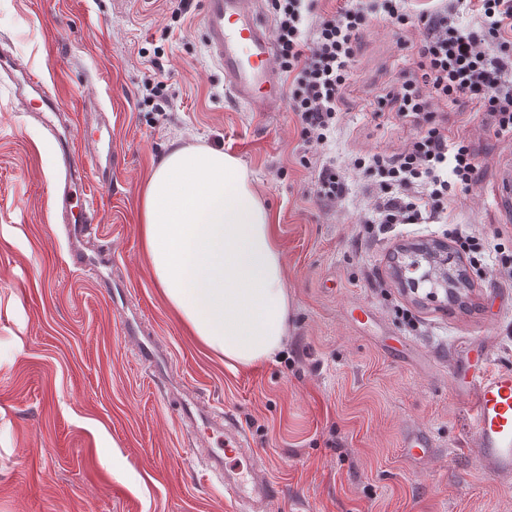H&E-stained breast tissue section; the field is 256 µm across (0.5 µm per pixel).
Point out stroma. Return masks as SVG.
Wrapping results in <instances>:
<instances>
[{
    "mask_svg": "<svg viewBox=\"0 0 512 512\" xmlns=\"http://www.w3.org/2000/svg\"><path fill=\"white\" fill-rule=\"evenodd\" d=\"M172 0H0V53L62 107L92 95L112 114V183L91 215L116 254L112 280L154 326L166 361L201 399L231 417L265 456L272 512H512V484L487 476L463 441L468 404L451 389L458 351L486 337L494 365L512 366V207L494 194L512 169V136L489 134L471 105H439L450 139L465 138L479 180L447 217L382 227L358 216L368 173L328 207L298 148L290 109L238 103L208 54L203 0L173 18ZM413 26L373 23L360 37L341 122L321 159L400 151L413 133L381 112L416 57ZM159 63L166 113L146 100ZM238 158L270 211L291 317L275 361L237 371L203 348L167 304L140 237L151 170L173 140ZM61 161L47 132L0 78V512H230L201 480L191 436L140 366L112 300L68 252L50 207ZM444 240L469 290L463 301L405 290V247ZM431 458L404 456L407 429Z\"/></svg>",
    "mask_w": 512,
    "mask_h": 512,
    "instance_id": "1",
    "label": "stroma"
}]
</instances>
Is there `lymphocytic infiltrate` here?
Segmentation results:
<instances>
[{
	"mask_svg": "<svg viewBox=\"0 0 512 512\" xmlns=\"http://www.w3.org/2000/svg\"><path fill=\"white\" fill-rule=\"evenodd\" d=\"M317 0H270L277 68L287 73L288 101L301 126L302 153L316 152L341 120L340 100L356 62L361 34L373 20L415 26L420 34L416 71L397 90L379 97L378 109L397 112L416 134L398 153L353 160L369 172L370 209L364 224H408L448 212L456 191L476 182L475 156L465 140L449 141L436 124L439 103L466 101L494 118V135L512 134V0H442L439 7L410 13L408 0H380L368 11L343 0L321 14ZM470 11L474 24L458 22ZM451 179H444L443 170Z\"/></svg>",
	"mask_w": 512,
	"mask_h": 512,
	"instance_id": "1",
	"label": "lymphocytic infiltrate"
}]
</instances>
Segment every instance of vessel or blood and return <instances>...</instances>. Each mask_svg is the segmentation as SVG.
<instances>
[{"label":"vessel or blood","mask_w":512,"mask_h":512,"mask_svg":"<svg viewBox=\"0 0 512 512\" xmlns=\"http://www.w3.org/2000/svg\"><path fill=\"white\" fill-rule=\"evenodd\" d=\"M203 26L207 50L223 70L224 85L234 98L247 105L261 104L270 112L280 111L286 90L274 64L276 46L271 26L259 8V0H204ZM4 69L13 76L14 96L35 112L43 128L53 135V146L63 161L65 175L56 183L53 199L68 209L64 222L73 259L96 275L101 287L111 290L125 335L137 341L141 367L154 378L167 400L177 404L181 427L197 431L196 443L206 476L223 483L224 496L233 505L246 504L251 512H265L274 485L260 453L236 423L206 408L198 396L190 394L168 369L161 367L162 352L154 344L145 320L128 310L124 288L99 273L100 268L112 264L111 248H97L90 258L83 252L90 232V196L83 190L82 157L91 156L100 183L111 181V122H104L96 137L84 145H76L73 138L56 133L54 120L62 112L57 94L33 75L17 73L13 57H6ZM472 348L478 356H463L454 388L470 399L468 422L481 470L508 482L512 480V368L494 365L482 343H473ZM403 447L415 459L430 455L427 436L413 430L405 433ZM227 455L242 458L243 467L225 470L223 458Z\"/></svg>","instance_id":"vessel-or-blood-1"}]
</instances>
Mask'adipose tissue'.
Segmentation results:
<instances>
[{
	"instance_id": "1",
	"label": "adipose tissue",
	"mask_w": 512,
	"mask_h": 512,
	"mask_svg": "<svg viewBox=\"0 0 512 512\" xmlns=\"http://www.w3.org/2000/svg\"><path fill=\"white\" fill-rule=\"evenodd\" d=\"M140 233L168 305L203 347L235 369L284 349L291 299L282 254L239 159L173 141L144 188Z\"/></svg>"
}]
</instances>
